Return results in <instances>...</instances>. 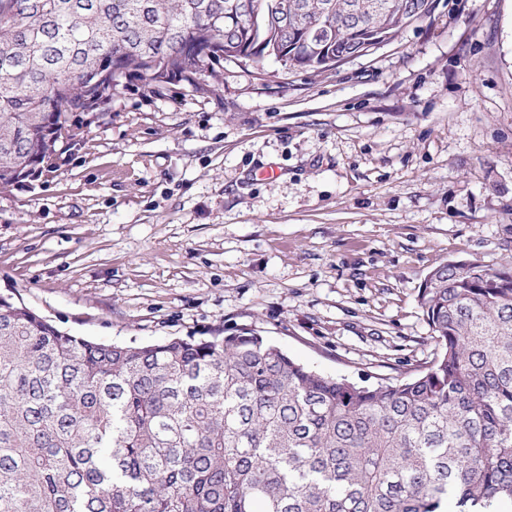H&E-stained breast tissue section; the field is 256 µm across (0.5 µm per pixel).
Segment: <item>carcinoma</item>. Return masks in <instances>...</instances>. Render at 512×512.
Masks as SVG:
<instances>
[{
    "label": "carcinoma",
    "mask_w": 512,
    "mask_h": 512,
    "mask_svg": "<svg viewBox=\"0 0 512 512\" xmlns=\"http://www.w3.org/2000/svg\"><path fill=\"white\" fill-rule=\"evenodd\" d=\"M433 0H0V190L83 139L125 80L323 73ZM436 353L365 386L252 328L149 344L60 331L0 294V512H483L512 497V265L428 273Z\"/></svg>",
    "instance_id": "obj_1"
}]
</instances>
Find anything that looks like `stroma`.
I'll return each mask as SVG.
<instances>
[{"instance_id":"35a3bbf8","label":"stroma","mask_w":512,"mask_h":512,"mask_svg":"<svg viewBox=\"0 0 512 512\" xmlns=\"http://www.w3.org/2000/svg\"><path fill=\"white\" fill-rule=\"evenodd\" d=\"M83 121L0 190V294L73 336L249 327L321 373L403 379L435 353L426 275L512 263V0H434L325 73L134 80Z\"/></svg>"}]
</instances>
